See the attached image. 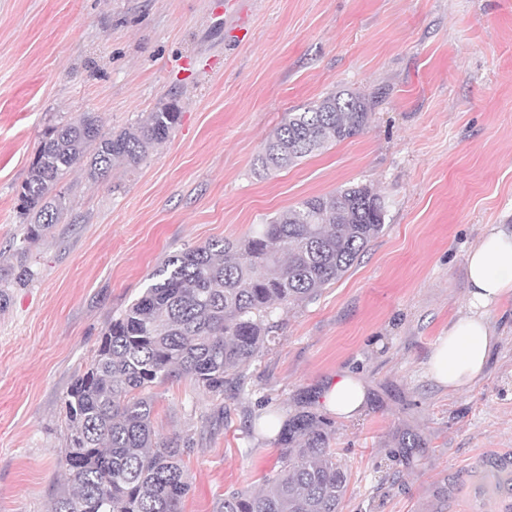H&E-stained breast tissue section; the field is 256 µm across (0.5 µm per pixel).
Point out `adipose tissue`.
I'll use <instances>...</instances> for the list:
<instances>
[{
  "label": "adipose tissue",
  "mask_w": 512,
  "mask_h": 512,
  "mask_svg": "<svg viewBox=\"0 0 512 512\" xmlns=\"http://www.w3.org/2000/svg\"><path fill=\"white\" fill-rule=\"evenodd\" d=\"M466 268L469 312L438 338L428 362L432 378L451 390L472 385L486 368L495 344L488 314L512 294V231L487 225L466 255ZM365 393L361 375L346 371L327 384L324 405L336 416L353 418L363 410Z\"/></svg>",
  "instance_id": "adipose-tissue-1"
}]
</instances>
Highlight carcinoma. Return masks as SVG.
Segmentation results:
<instances>
[{"label": "carcinoma", "mask_w": 512, "mask_h": 512, "mask_svg": "<svg viewBox=\"0 0 512 512\" xmlns=\"http://www.w3.org/2000/svg\"><path fill=\"white\" fill-rule=\"evenodd\" d=\"M372 107L340 90L287 113L255 166L285 168L357 135ZM178 118L172 100L120 132L104 131L90 113L50 128L18 191L28 224L17 265L0 267V282L23 285L33 276L28 245L57 223L66 199L53 190L74 167L92 180L116 165L135 169ZM384 223L380 193L354 184L305 199L240 241L215 239L169 256L112 319L89 367L65 393L68 434L59 465L66 486L52 512H181L190 489L182 454L190 441L156 434L153 387L184 376L212 395L243 392L249 367L275 339L276 310L316 297L360 260ZM335 435L331 420L295 412L276 439L277 473L257 492L224 493L214 512H340L349 474L331 448Z\"/></svg>", "instance_id": "carcinoma-1"}]
</instances>
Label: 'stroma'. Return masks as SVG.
I'll return each mask as SVG.
<instances>
[{"label":"stroma","mask_w":512,"mask_h":512,"mask_svg":"<svg viewBox=\"0 0 512 512\" xmlns=\"http://www.w3.org/2000/svg\"><path fill=\"white\" fill-rule=\"evenodd\" d=\"M349 89L367 127L267 176L254 159L286 113ZM177 100L178 124L136 169L57 186L68 208L28 249L34 272L0 311V512H51L65 478L63 397L103 332L170 255L235 240L297 203L368 184L385 225L314 301L278 313L240 397L157 385L154 426L190 437L182 512H212L280 465L260 402L360 372L366 402L336 418L342 512H499L488 466L512 455V299L470 389L427 372L466 314L465 256L512 227V0H0V265L24 236L17 191L45 131L84 112L105 130ZM415 435L416 448L401 445Z\"/></svg>","instance_id":"stroma-1"}]
</instances>
